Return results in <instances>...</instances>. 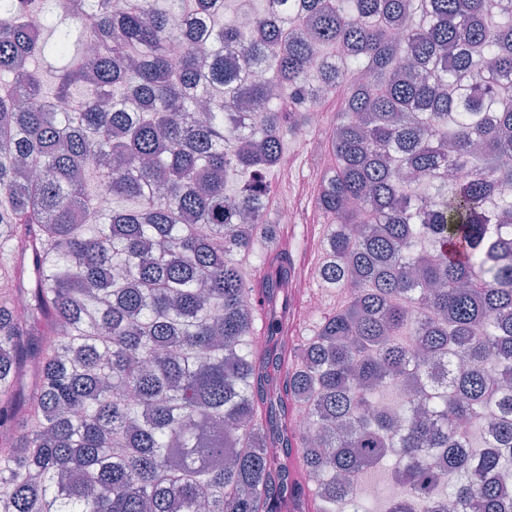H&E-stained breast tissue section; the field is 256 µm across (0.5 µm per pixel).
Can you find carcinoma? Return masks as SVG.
<instances>
[{"label": "carcinoma", "instance_id": "cac0c4a2", "mask_svg": "<svg viewBox=\"0 0 512 512\" xmlns=\"http://www.w3.org/2000/svg\"><path fill=\"white\" fill-rule=\"evenodd\" d=\"M263 2L0 0V512H512V0ZM334 96L313 442L238 260Z\"/></svg>", "mask_w": 512, "mask_h": 512}]
</instances>
